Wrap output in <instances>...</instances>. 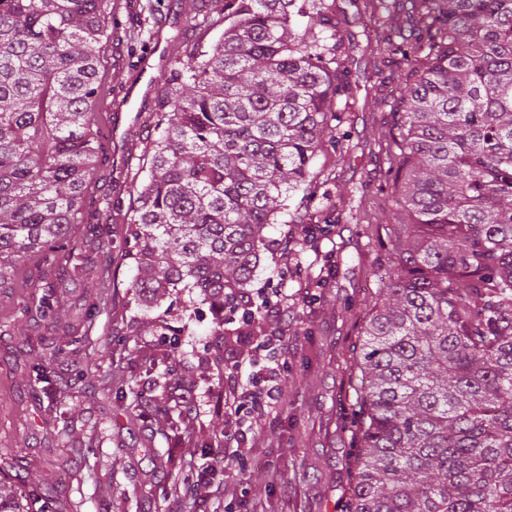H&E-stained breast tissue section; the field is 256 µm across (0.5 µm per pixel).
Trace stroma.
<instances>
[{"label":"stroma","instance_id":"obj_1","mask_svg":"<svg viewBox=\"0 0 512 512\" xmlns=\"http://www.w3.org/2000/svg\"><path fill=\"white\" fill-rule=\"evenodd\" d=\"M153 4V22L160 35L148 40L143 50L150 63L143 72L133 67L125 39L127 31L140 26L137 3L119 0L105 51L113 99L123 101L125 87L136 77L154 78L160 54L175 55L183 49L181 0H153ZM351 71V95L356 101L349 127L352 139H379L389 114L368 92L366 63L358 62ZM154 96L148 90L125 103L112 135V177L96 184L98 194L112 200L111 224L116 228L129 219L132 199L127 177L141 166L151 139ZM378 183L374 156L357 151L337 161L332 194L364 187L372 223L341 224L335 232L319 235L325 256L321 266H313V252L303 253L311 274L322 275L323 286L281 284L276 263L266 261L253 282L255 300H273L284 285L289 294H300L302 301L289 305L287 316L254 330L243 346L221 350L197 294L181 293L170 323L184 329L177 354L184 378L195 385L197 406L176 434L160 424L113 413L115 401L104 385L108 377L131 378L137 390L149 395L161 392L156 374L148 370L158 347L154 332L145 324L155 314L143 310L127 291L135 267L107 243L88 235L84 226H76L75 243L95 265L108 267L106 294L89 320L80 316L85 301L82 287L61 288L57 295L63 305L60 330L78 327L91 346L84 354L57 362L59 378L53 386L44 390L29 384L25 338L10 326L22 306H36L43 295L35 282L42 260L29 258L16 270L13 286L0 290V448L23 449L33 458L31 472L48 494L78 503L81 512H341L351 485L352 436L343 413L353 397L348 347L366 305L375 297L373 273L383 260L375 248L386 207ZM116 329L131 336L125 350L112 346ZM219 354L224 357L220 366L215 363ZM272 387L283 403L270 408L262 435L253 433L250 401H242L238 413H225V393ZM69 409L75 412L73 419H62V412ZM219 421L235 434V454L233 463L212 475L217 494L206 501L161 506L153 497L155 486L167 480L161 449L192 452ZM88 435L99 441V452L74 455L73 440Z\"/></svg>","mask_w":512,"mask_h":512}]
</instances>
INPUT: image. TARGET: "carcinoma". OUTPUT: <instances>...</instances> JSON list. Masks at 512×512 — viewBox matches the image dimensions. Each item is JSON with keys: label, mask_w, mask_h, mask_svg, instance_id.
Wrapping results in <instances>:
<instances>
[{"label": "carcinoma", "mask_w": 512, "mask_h": 512, "mask_svg": "<svg viewBox=\"0 0 512 512\" xmlns=\"http://www.w3.org/2000/svg\"><path fill=\"white\" fill-rule=\"evenodd\" d=\"M378 18L361 45L356 28ZM187 27L204 37L156 78L154 134L129 193L123 259L128 292L147 311L184 289L208 304L214 335L232 346L264 318L252 284L281 250L270 224H362L352 192L314 212L327 161L365 149L350 140L353 53L371 57L390 121L378 153L389 222L376 247L385 277L352 343L353 482L342 512H512V0H198ZM112 0H0V288L36 254L58 268L34 312L57 320L54 288L95 283L72 243L76 224L109 199L90 191L112 175L99 109L112 37ZM164 374L179 375L181 331L156 321ZM85 337L50 331L32 344L30 383ZM140 401V417L172 432L193 410L174 382L170 401ZM169 483L189 497L195 474L168 453ZM0 512H79L0 453Z\"/></svg>", "instance_id": "1"}]
</instances>
